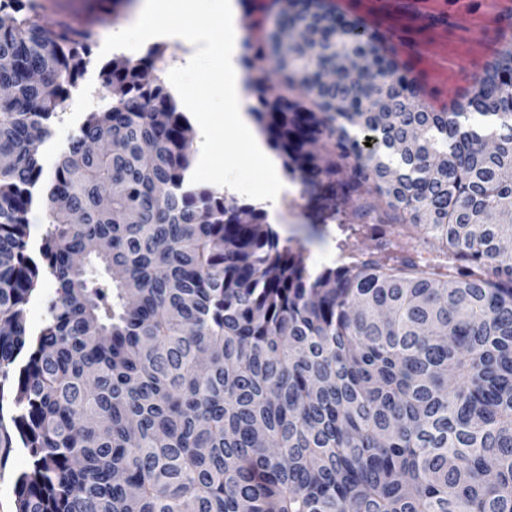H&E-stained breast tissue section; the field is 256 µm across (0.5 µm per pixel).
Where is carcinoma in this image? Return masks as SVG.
Wrapping results in <instances>:
<instances>
[{
    "instance_id": "1",
    "label": "carcinoma",
    "mask_w": 512,
    "mask_h": 512,
    "mask_svg": "<svg viewBox=\"0 0 512 512\" xmlns=\"http://www.w3.org/2000/svg\"><path fill=\"white\" fill-rule=\"evenodd\" d=\"M0 19V372L27 352L11 420L31 460L15 512H512V51L436 112L323 0L249 46L311 96L251 83L303 192L334 215L372 181L452 256L313 274L264 210L183 190L192 128L159 48L101 67L112 105L44 175L36 144L93 35L24 0ZM55 288V284L43 279L26 306V320L31 330H37L45 323L48 317L47 302L55 296Z\"/></svg>"
}]
</instances>
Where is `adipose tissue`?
Here are the masks:
<instances>
[{
  "mask_svg": "<svg viewBox=\"0 0 512 512\" xmlns=\"http://www.w3.org/2000/svg\"><path fill=\"white\" fill-rule=\"evenodd\" d=\"M170 2L146 0L138 25L131 33L120 37L119 46L134 53L155 41L176 36L189 49L184 63L189 69L201 54L206 53L208 31L220 29L224 50L214 57L213 64L220 73L218 85L226 107L225 120L239 141L248 148L254 164L263 172L264 181L258 192L271 204V219L281 221L278 202L289 191L290 185L279 159L258 133L250 117L252 101L246 89L247 73L240 63L244 33L237 0H192L193 17L188 25L171 14Z\"/></svg>",
  "mask_w": 512,
  "mask_h": 512,
  "instance_id": "obj_1",
  "label": "adipose tissue"
}]
</instances>
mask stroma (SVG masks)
Listing matches in <instances>:
<instances>
[{
    "mask_svg": "<svg viewBox=\"0 0 512 512\" xmlns=\"http://www.w3.org/2000/svg\"><path fill=\"white\" fill-rule=\"evenodd\" d=\"M40 10L43 21L52 26L65 25L89 30L95 35L94 62L72 88L66 110L53 126L52 136L39 145L38 153L45 168H52L56 157L88 112L107 108L112 99L103 87L100 67L113 57V38L132 28L140 17L141 0H44ZM335 7L336 14L357 21L371 20L379 48L392 67L414 84L419 98L436 107L444 101H458L473 75L483 72L501 51L512 49V16L498 12L491 0H428L432 8L445 12L448 21L434 27L421 24L397 11L394 0H324ZM197 87V110L206 125H193L194 140L210 136L213 156L210 168H231L242 173L247 183L258 185L262 174L254 167L246 148L234 132L226 128L224 108L214 90L212 77L205 71L182 74ZM288 215L281 225L280 239L303 243L308 253L334 250L337 263H348L378 254L390 259L410 253L422 264L443 260L438 242L427 238L420 229L400 234L396 223L386 224V248L372 240L369 225L360 222L352 211L339 219L322 218L308 196L290 191L283 200Z\"/></svg>",
    "mask_w": 512,
    "mask_h": 512,
    "instance_id": "obj_1",
    "label": "stroma"
}]
</instances>
